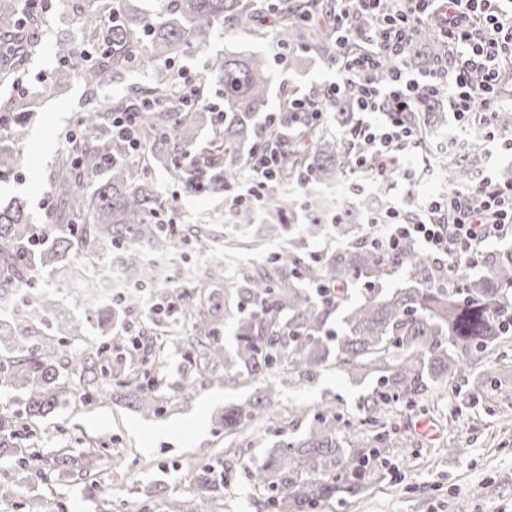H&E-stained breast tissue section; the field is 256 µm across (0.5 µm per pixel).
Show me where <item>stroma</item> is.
Masks as SVG:
<instances>
[{
	"label": "stroma",
	"instance_id": "obj_1",
	"mask_svg": "<svg viewBox=\"0 0 512 512\" xmlns=\"http://www.w3.org/2000/svg\"><path fill=\"white\" fill-rule=\"evenodd\" d=\"M87 11L86 0H48L47 23L37 32L44 49L21 76L25 100L35 112L24 143L27 165L0 183V204L23 198L36 224L46 217L54 158L79 113L104 97L134 98L144 83L140 74L131 72L121 83L93 94L61 65L51 46L76 35ZM274 47L262 31L228 38L218 33L203 51L179 59L177 65L192 74L232 50L264 55L276 86L286 83L323 93L339 81L336 66L321 54H314L307 69L295 71L276 59ZM48 80L68 84L69 94H46ZM491 132L492 139L469 154L468 165L494 179L501 168L512 165V128L495 125ZM426 170L422 149L405 153L399 174L383 185L386 206L409 212L421 197L432 195ZM486 358L499 364L502 391L476 379L461 395L428 396L414 408L398 405L396 443L372 487L360 495L323 501L315 512H512V395L506 393L512 388V362L499 361L494 351ZM369 388V383H352L333 368L314 382L282 388L277 396L279 419L263 426L251 447L241 449L225 445L219 417L225 405L253 394V386L199 385L185 395H166L161 416L146 418L114 398L83 404L82 389L70 385L65 404L47 417L29 421L28 429L47 455L60 448L90 449L97 464L96 486L54 470L46 480L22 484L13 465H0V481L19 485L17 496L0 499V512H21L20 500L32 495L43 498L47 512H127L128 501L138 498L145 512H162V497L146 499L143 491L161 484L167 492L193 497V476L204 465L235 473L236 479L223 497L206 500L198 512H257L262 494L238 474L245 463L260 458L263 448L278 444L282 431L289 428V410L305 406L315 411L330 401L355 418L361 414L360 397ZM452 441L463 444L464 455L444 454Z\"/></svg>",
	"mask_w": 512,
	"mask_h": 512
}]
</instances>
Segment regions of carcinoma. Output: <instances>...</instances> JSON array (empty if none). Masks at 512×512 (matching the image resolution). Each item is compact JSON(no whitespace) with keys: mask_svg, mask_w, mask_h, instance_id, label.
Here are the masks:
<instances>
[{"mask_svg":"<svg viewBox=\"0 0 512 512\" xmlns=\"http://www.w3.org/2000/svg\"><path fill=\"white\" fill-rule=\"evenodd\" d=\"M36 0H0V41L14 42L0 54V88L14 85L37 45L28 36L41 25ZM86 29L55 44L58 60L83 83L98 88L130 72L146 79L132 100L105 99L77 118L54 160L50 193L56 203L42 224H34L24 200L0 205V297L17 296L0 311V391L22 409L0 413V461L31 479H44L46 466L74 471L95 481L94 457L71 448L47 460L41 449L21 448L26 426L19 420L44 417L67 394L70 376L87 387L119 388L115 395L145 415L163 411L168 384L160 374L165 348L182 343L189 375L184 391L236 380L257 384L254 398L224 409L221 425L231 441H244L275 414L280 388L310 380L334 367L352 379L376 385L361 397L365 417L346 420L329 406L307 417L300 408L288 414L307 421L306 431L268 449L262 459L242 467V477L268 493L267 512H310L343 491L366 492L376 471L372 461L390 448L388 413L402 401L412 407L428 391L457 390L469 384L487 350L508 357L512 335V249L483 256V274L460 267L456 283L414 241L403 240L390 256L355 236L356 214L345 208L330 214L321 188L336 183L350 162L343 149L344 129L354 119L356 83L339 98L282 85L278 111H267L270 72L262 55L226 53L194 74L193 99L183 98L177 59L206 46L217 30L268 32L289 50L288 67L308 58L316 19L326 12L320 0H88ZM448 42L432 22L409 45L404 64L423 70L448 58ZM223 102L220 113L211 100ZM315 103L333 119L330 134ZM140 112L136 151L112 131L117 112ZM33 113L11 95L0 100V180L24 166L23 143ZM420 135L448 124L435 100L413 116ZM207 129L206 140L199 131ZM280 159L279 174L253 203L242 202L240 188L258 164L259 151ZM433 165L450 183L469 182L470 168L446 158ZM165 170L181 195L162 192L155 169ZM220 195L231 199L237 223H302L288 246L260 266L225 274L217 260L199 270L187 265L157 291L145 330L154 336L152 357L115 333L132 301H102L90 291L95 266L117 262L141 267V251H184L206 245L217 223L175 222L180 197ZM347 245L321 256L306 253L307 239L325 231ZM411 286L389 292L379 284L394 269ZM66 274L84 289L82 306L60 314L63 298L49 294ZM368 284L355 300L352 286ZM345 286L344 294L319 292L321 284ZM341 330L329 326L332 314ZM235 317L236 348L227 356L221 334L224 317ZM128 365L112 379L109 360ZM232 477L209 466L195 476L198 499L224 493ZM165 512H198L197 499L166 497Z\"/></svg>","mask_w":512,"mask_h":512,"instance_id":"obj_1","label":"carcinoma"}]
</instances>
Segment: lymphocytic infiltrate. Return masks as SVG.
I'll return each instance as SVG.
<instances>
[{
	"mask_svg": "<svg viewBox=\"0 0 512 512\" xmlns=\"http://www.w3.org/2000/svg\"><path fill=\"white\" fill-rule=\"evenodd\" d=\"M334 20L337 45L348 38L366 43L364 51L341 53L342 80L330 87L339 95L347 81H357L361 117L350 129L357 143L370 144L371 153L356 152L352 161L364 172L384 177L378 160L394 151L418 145L409 115L426 99L448 103L456 120L479 113L492 125L499 108L498 86L512 71V0H338ZM438 18L446 40L458 46L453 61L444 62L422 77L410 76L401 60L418 25ZM388 68L386 83L375 75ZM390 220L373 244L394 251L400 240L411 239L435 259H448L477 268L480 244L512 237V187L483 178L447 194L423 199L415 211H391Z\"/></svg>",
	"mask_w": 512,
	"mask_h": 512,
	"instance_id": "obj_1",
	"label": "lymphocytic infiltrate"
}]
</instances>
